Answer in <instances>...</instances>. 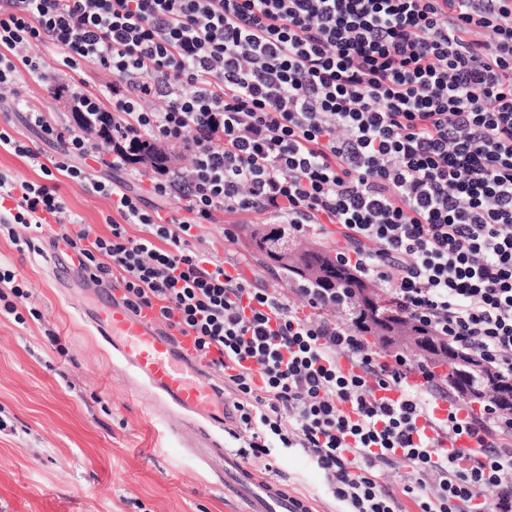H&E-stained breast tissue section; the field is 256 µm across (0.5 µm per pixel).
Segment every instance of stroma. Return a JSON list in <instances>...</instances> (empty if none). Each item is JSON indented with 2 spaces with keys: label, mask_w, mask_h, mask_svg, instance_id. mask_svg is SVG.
<instances>
[{
  "label": "stroma",
  "mask_w": 512,
  "mask_h": 512,
  "mask_svg": "<svg viewBox=\"0 0 512 512\" xmlns=\"http://www.w3.org/2000/svg\"><path fill=\"white\" fill-rule=\"evenodd\" d=\"M110 79L85 64L69 73L58 95L19 80L14 90L0 91V126L54 154L56 143L25 124L22 102L37 104L53 123L71 130L74 93L95 91ZM60 190L82 223L108 233L111 200L65 178ZM263 221L254 212L218 213L213 223L195 228L196 244L235 263L245 279L292 294L278 268L261 266L252 256L245 228ZM0 260L31 287L30 297L16 299L18 310L34 307L43 315L24 326L0 316V417L8 423L0 431V512H246V499L211 484L69 302L72 293L93 300L91 280L60 285L38 247L21 250L1 236ZM51 330L60 346L51 345ZM272 468L289 495L313 512H336L337 502L305 456L288 453L273 459Z\"/></svg>",
  "instance_id": "1"
}]
</instances>
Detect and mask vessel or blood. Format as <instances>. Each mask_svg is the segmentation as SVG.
<instances>
[{"instance_id": "vessel-or-blood-1", "label": "vessel or blood", "mask_w": 512, "mask_h": 512, "mask_svg": "<svg viewBox=\"0 0 512 512\" xmlns=\"http://www.w3.org/2000/svg\"><path fill=\"white\" fill-rule=\"evenodd\" d=\"M46 248L59 280L81 276L72 249L55 242ZM97 298L92 325L128 370L134 387L150 396L155 415L172 434L186 436V448L209 466L215 484L245 497L249 512H292V503L276 489L253 490L243 463L226 450L224 394L213 381L211 360L197 357L191 337L159 328L155 309L130 311L112 289H100Z\"/></svg>"}]
</instances>
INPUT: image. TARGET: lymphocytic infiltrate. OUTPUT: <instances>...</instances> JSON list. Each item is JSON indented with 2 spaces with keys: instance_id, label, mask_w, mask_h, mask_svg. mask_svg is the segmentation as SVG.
Wrapping results in <instances>:
<instances>
[{
  "instance_id": "obj_1",
  "label": "lymphocytic infiltrate",
  "mask_w": 512,
  "mask_h": 512,
  "mask_svg": "<svg viewBox=\"0 0 512 512\" xmlns=\"http://www.w3.org/2000/svg\"><path fill=\"white\" fill-rule=\"evenodd\" d=\"M36 42L52 64L30 55ZM84 63L112 75L75 108L111 105L113 169L137 140L192 155L190 172L163 171L151 187L186 214L162 220L122 180L93 178L83 161L96 143L31 107L27 126L60 151L45 157L0 127V149L42 175L0 171V235L29 247L57 227L91 280L119 284L131 310L156 307L200 356L218 353L226 433L255 476L299 448L341 512H402L379 478L395 464L420 512H512V418L453 401L436 416L430 368L381 362L325 317L327 293L302 288L294 301L235 277L192 235L219 212L266 215L292 234L335 225L336 258L356 277L512 376V0H0V88L21 76L50 88ZM157 97L165 108L147 109ZM61 176L111 200L109 234L79 223ZM30 291L0 263V309L17 324L41 318L14 304ZM463 437L476 449L462 460L452 445Z\"/></svg>"
}]
</instances>
